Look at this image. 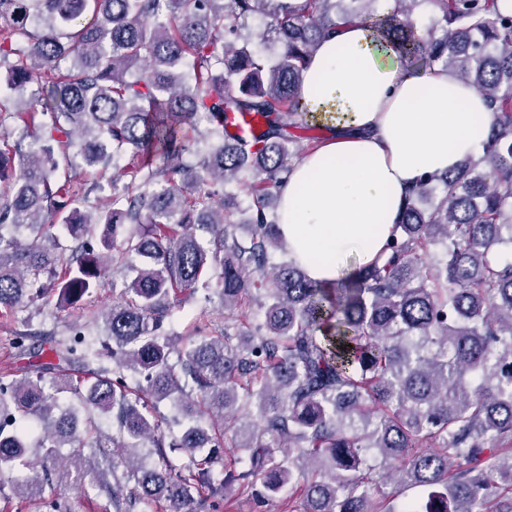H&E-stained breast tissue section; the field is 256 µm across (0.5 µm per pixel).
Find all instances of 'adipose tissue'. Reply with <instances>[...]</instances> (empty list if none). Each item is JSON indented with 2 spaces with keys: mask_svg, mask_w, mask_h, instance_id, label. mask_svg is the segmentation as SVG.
<instances>
[{
  "mask_svg": "<svg viewBox=\"0 0 512 512\" xmlns=\"http://www.w3.org/2000/svg\"><path fill=\"white\" fill-rule=\"evenodd\" d=\"M301 95L334 118L282 187L279 226L289 258L322 283L377 260L410 192L478 156L492 119L451 71H415L374 49L358 22L321 42Z\"/></svg>",
  "mask_w": 512,
  "mask_h": 512,
  "instance_id": "ef3b65f1",
  "label": "adipose tissue"
}]
</instances>
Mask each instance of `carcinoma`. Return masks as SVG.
Instances as JSON below:
<instances>
[{
	"label": "carcinoma",
	"mask_w": 512,
	"mask_h": 512,
	"mask_svg": "<svg viewBox=\"0 0 512 512\" xmlns=\"http://www.w3.org/2000/svg\"><path fill=\"white\" fill-rule=\"evenodd\" d=\"M424 1L437 10L426 29ZM497 2L0 0V311L78 308L110 270L132 274L103 333L47 338L81 375L0 376V480L34 474L19 502L73 512L44 495L51 474L94 484L114 512H212L234 492L276 498L306 465L300 512H512V12ZM256 16L258 38L279 44L272 61L244 35ZM353 19L376 49L454 72L493 120L480 156L414 192L382 263L317 283L289 258L270 267L285 251L270 204L294 130L319 128L300 73ZM227 112L264 129L232 139ZM80 165L115 171L93 215L72 187ZM233 184L247 187L245 237ZM201 289L261 320L217 329L202 314L174 350L163 323ZM228 417L237 467L224 464ZM146 442L151 466L134 460ZM371 449L390 467L369 465ZM390 483L427 500L395 509L374 496Z\"/></svg>",
	"instance_id": "carcinoma-1"
}]
</instances>
